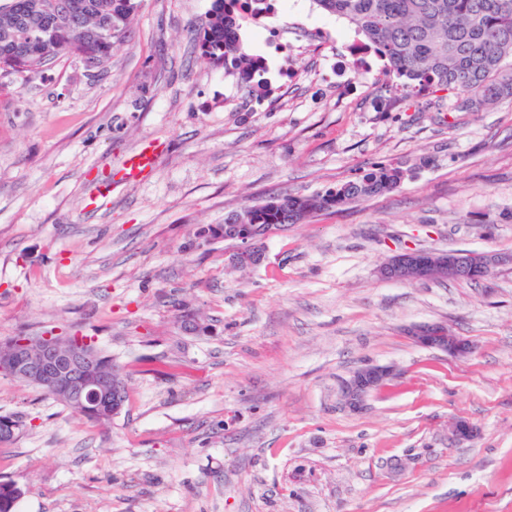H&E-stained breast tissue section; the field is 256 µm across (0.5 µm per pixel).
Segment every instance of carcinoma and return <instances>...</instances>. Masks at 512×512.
I'll return each instance as SVG.
<instances>
[{"label":"carcinoma","instance_id":"1","mask_svg":"<svg viewBox=\"0 0 512 512\" xmlns=\"http://www.w3.org/2000/svg\"><path fill=\"white\" fill-rule=\"evenodd\" d=\"M44 0H7L0 4V21L14 20L11 43L0 42V72L25 77L40 52L47 59L62 55L80 58L87 53L108 67L112 51L127 37L139 0H52L54 9L38 14ZM325 11L348 20L363 35L362 45L384 62V73L418 94L433 88L455 92L457 108L480 110L512 98V0H315ZM240 0H212L200 56L224 72L266 89L264 59L249 53L240 37L246 23ZM51 33L43 47L29 42L35 25ZM410 175L401 166L377 165L371 171L313 195H282L280 206L254 208L260 224L290 223L292 208L312 215L336 194V205L366 200L398 188ZM59 402L87 420L106 425L115 417L103 401L85 408L64 398ZM20 496L14 482L0 480V512H18Z\"/></svg>","mask_w":512,"mask_h":512}]
</instances>
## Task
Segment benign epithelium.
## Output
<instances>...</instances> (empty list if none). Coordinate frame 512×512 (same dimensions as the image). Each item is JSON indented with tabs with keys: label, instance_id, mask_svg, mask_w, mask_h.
Wrapping results in <instances>:
<instances>
[{
	"label": "benign epithelium",
	"instance_id": "obj_1",
	"mask_svg": "<svg viewBox=\"0 0 512 512\" xmlns=\"http://www.w3.org/2000/svg\"><path fill=\"white\" fill-rule=\"evenodd\" d=\"M276 228V224L253 223V216L248 212L237 215L236 223L224 225L221 236L238 242V249L231 260L232 267L245 269L256 265L258 248ZM505 262L512 263V255L479 251L427 255L404 250L381 265L378 274L384 280L399 283L478 280ZM408 334L417 344L452 357H465L473 351L469 339L452 333L440 324L416 325L408 330ZM97 362L98 355L90 347L89 341L78 339L65 347L46 336L36 348L27 339L17 340L0 364L14 374L57 391L79 404L108 399L116 407L120 403L123 383L117 377L108 383L94 378L92 371ZM394 374L392 365L369 364L359 368L342 383L343 404L350 409L360 408L367 394L382 386Z\"/></svg>",
	"mask_w": 512,
	"mask_h": 512
}]
</instances>
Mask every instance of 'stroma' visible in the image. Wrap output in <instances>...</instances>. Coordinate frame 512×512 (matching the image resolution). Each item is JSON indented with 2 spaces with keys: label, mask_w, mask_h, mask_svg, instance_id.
<instances>
[{
  "label": "stroma",
  "mask_w": 512,
  "mask_h": 512,
  "mask_svg": "<svg viewBox=\"0 0 512 512\" xmlns=\"http://www.w3.org/2000/svg\"><path fill=\"white\" fill-rule=\"evenodd\" d=\"M210 5L140 0L105 73L63 56L0 76V340L80 331L127 389L103 426L0 376V414L24 421L0 447L19 512H512V264L477 282L378 275L405 249L512 254V99L460 112L453 92L412 93L382 61L353 66L347 20L281 0L289 56L241 31L270 78L291 72L258 103L196 51ZM148 140L165 145L151 173L122 181ZM380 163L412 175L274 230L259 266L196 236ZM187 308L207 332L184 328ZM434 321L474 352L404 333ZM368 362L398 375L344 409Z\"/></svg>",
  "instance_id": "obj_1"
}]
</instances>
